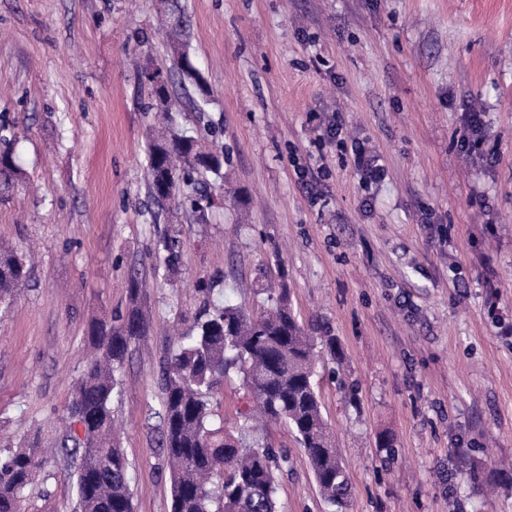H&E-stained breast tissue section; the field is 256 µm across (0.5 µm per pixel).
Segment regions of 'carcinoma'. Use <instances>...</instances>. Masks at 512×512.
Wrapping results in <instances>:
<instances>
[{
	"label": "carcinoma",
	"instance_id": "obj_1",
	"mask_svg": "<svg viewBox=\"0 0 512 512\" xmlns=\"http://www.w3.org/2000/svg\"><path fill=\"white\" fill-rule=\"evenodd\" d=\"M169 28L171 69L190 80L186 93L196 109L208 102L209 90L199 82L189 46L182 38L181 11L172 10ZM148 112H167L171 95L162 70L147 81ZM224 149L201 150L194 137L176 129L149 147L148 183L160 203L208 194L197 175L224 179ZM19 167L8 149L0 151V186L9 187ZM156 253L166 266L177 260L176 243L162 239ZM26 259L0 248V300L13 295L26 280ZM269 310L253 317L228 302L199 312L191 329L178 337L163 371L164 430L159 452L171 478V512H278L275 471L290 457L254 436L237 438L215 423L207 394L230 372L242 377L248 422H281L294 434L308 459L323 500L333 512H346L351 484L328 431L314 383V337L293 314L287 291L267 295ZM139 309L119 324L97 323L89 329L94 355L88 360L68 406L70 425L61 447L79 456L75 472L78 512H132V489L123 448L112 432V400L120 385L117 372L132 339L142 335ZM43 448L34 440L8 452L0 461V512H21L30 476L42 462Z\"/></svg>",
	"mask_w": 512,
	"mask_h": 512
}]
</instances>
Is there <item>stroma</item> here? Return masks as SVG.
I'll list each match as a JSON object with an SVG mask.
<instances>
[{"mask_svg":"<svg viewBox=\"0 0 512 512\" xmlns=\"http://www.w3.org/2000/svg\"><path fill=\"white\" fill-rule=\"evenodd\" d=\"M204 111L177 124L224 148L215 203L148 194L146 87L168 68L161 0H0V148L20 175L0 194V242L35 265L0 304V449L59 445L92 323L146 320L121 368L134 512H171L157 453L161 370L204 303L258 314L288 288L298 320L335 337L315 383L352 485L347 512H512V0H179ZM480 109V152L462 146ZM342 118L341 140L321 133ZM380 157L363 187L351 148ZM178 261L160 265L159 237ZM144 282L131 298L133 279ZM247 391L209 396L242 435ZM394 439L387 461L380 434ZM280 512H328L282 425ZM25 512H75L67 458L48 457Z\"/></svg>","mask_w":512,"mask_h":512,"instance_id":"35a3bbf8","label":"stroma"}]
</instances>
